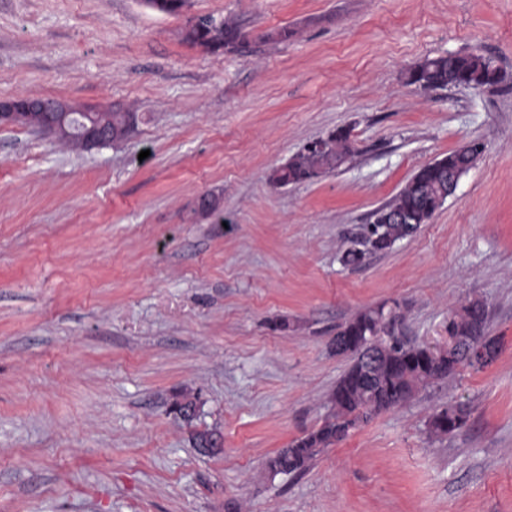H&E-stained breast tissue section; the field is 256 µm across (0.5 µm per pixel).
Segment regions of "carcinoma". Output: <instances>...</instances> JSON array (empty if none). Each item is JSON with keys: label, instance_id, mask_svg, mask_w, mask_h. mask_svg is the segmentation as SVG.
Masks as SVG:
<instances>
[{"label": "carcinoma", "instance_id": "obj_1", "mask_svg": "<svg viewBox=\"0 0 512 512\" xmlns=\"http://www.w3.org/2000/svg\"><path fill=\"white\" fill-rule=\"evenodd\" d=\"M187 0H142V3L157 12L178 15ZM183 40L196 47H202L210 53H220L236 48L245 38L238 24L231 20L216 21L211 15H201L198 21L188 24L182 31ZM463 80L476 87H489L499 83L495 76V61L482 54L457 52L425 59L408 74V82L426 83L433 90H444L448 84ZM87 122L104 125L114 130L124 123V113L111 109H102L90 113ZM481 142H470L463 152L453 151L442 157L450 167L460 161H472L481 154ZM352 153L349 132L338 129L327 135L325 150L308 153L304 150L295 154L284 168L274 171L271 180L278 185L299 183L316 178L318 173L334 172ZM448 192V186L440 181L439 169L430 164L422 167L401 188L387 206L410 211L417 216V223L430 221L437 208V200ZM482 302L474 300L453 315L450 327L462 331L481 333L486 329V322L474 318V311ZM392 354L387 356L378 368L373 386L381 394L392 392L397 398L407 400L414 392L437 381L447 378L454 370L446 371L435 366V360L428 361L425 367L417 365L425 353V346L409 343L405 340L397 347H391ZM352 375H343L331 396L332 412L328 420L315 432L310 441L298 440L290 448H284L269 458L267 468L273 475L301 474L327 447L343 439L337 431L353 422L357 413L366 404L364 387L351 382ZM457 416V423L448 427L433 421L431 431L446 435L465 426L467 413L459 406L444 409Z\"/></svg>", "mask_w": 512, "mask_h": 512}]
</instances>
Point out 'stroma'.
Here are the masks:
<instances>
[{
    "label": "stroma",
    "instance_id": "stroma-1",
    "mask_svg": "<svg viewBox=\"0 0 512 512\" xmlns=\"http://www.w3.org/2000/svg\"><path fill=\"white\" fill-rule=\"evenodd\" d=\"M249 38L212 54L188 17ZM286 27L294 35L266 43ZM493 57L491 87L425 91L408 71ZM134 112L124 141L71 147L0 126V512H512V0H0V99ZM351 157L273 186L303 146ZM485 150L414 235L343 252L423 166ZM213 192L221 214L197 210ZM484 302L487 367L357 423L300 475L277 451L318 430L350 358L341 324L380 309L444 341ZM200 411L185 424L181 394ZM450 406L463 429L436 435ZM224 438L200 453L195 430ZM484 305L479 300L469 302V304L462 307V309L453 315L449 328L460 329L462 331L481 333L486 329V322L484 320H477L474 316V311L477 307Z\"/></svg>",
    "mask_w": 512,
    "mask_h": 512
}]
</instances>
